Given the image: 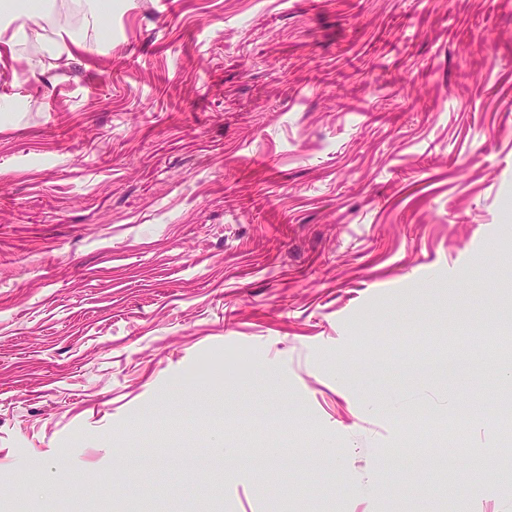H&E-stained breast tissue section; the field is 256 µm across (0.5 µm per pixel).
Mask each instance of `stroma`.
Listing matches in <instances>:
<instances>
[{
    "instance_id": "stroma-1",
    "label": "stroma",
    "mask_w": 512,
    "mask_h": 512,
    "mask_svg": "<svg viewBox=\"0 0 512 512\" xmlns=\"http://www.w3.org/2000/svg\"><path fill=\"white\" fill-rule=\"evenodd\" d=\"M55 3L79 48L0 55V512H512L394 463L512 438V0Z\"/></svg>"
}]
</instances>
